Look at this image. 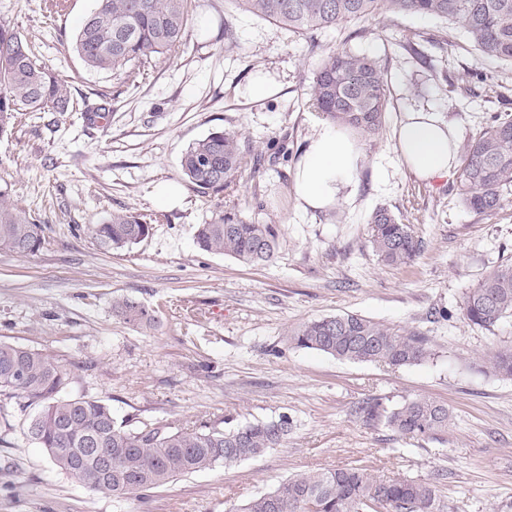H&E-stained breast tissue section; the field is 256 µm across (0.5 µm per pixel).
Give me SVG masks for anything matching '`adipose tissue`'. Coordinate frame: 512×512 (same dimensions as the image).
Listing matches in <instances>:
<instances>
[{"label": "adipose tissue", "instance_id": "adipose-tissue-1", "mask_svg": "<svg viewBox=\"0 0 512 512\" xmlns=\"http://www.w3.org/2000/svg\"><path fill=\"white\" fill-rule=\"evenodd\" d=\"M394 149L420 180L445 178L456 170V130L438 113H405ZM363 156L361 142L343 127L329 123L317 125L295 172L299 208L326 210L335 205L354 184Z\"/></svg>", "mask_w": 512, "mask_h": 512}]
</instances>
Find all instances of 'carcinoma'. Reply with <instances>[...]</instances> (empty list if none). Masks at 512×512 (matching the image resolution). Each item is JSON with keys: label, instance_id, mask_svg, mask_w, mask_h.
Wrapping results in <instances>:
<instances>
[{"label": "carcinoma", "instance_id": "obj_1", "mask_svg": "<svg viewBox=\"0 0 512 512\" xmlns=\"http://www.w3.org/2000/svg\"><path fill=\"white\" fill-rule=\"evenodd\" d=\"M95 7L76 30L73 49L85 67L124 75L139 84L153 63L185 45L191 0H94ZM245 14L288 27L295 33L334 29L379 12L420 14L458 23L482 57L512 64V0H232ZM310 101L332 121L365 139L380 135L388 112L387 83L373 58L347 49L324 54L308 87ZM69 82L39 64L28 41L0 23V135L19 112L48 109L64 113L71 106ZM183 176L197 192L219 195L232 188L245 169L259 172L250 142L234 131L215 129L192 144L180 161ZM458 194L462 204L492 215L502 192L512 186V118L496 119L460 154ZM372 245L388 265L409 264L421 250L410 225L386 208L369 218ZM151 225L121 212L92 227L98 244L123 250L147 238ZM276 224L246 222L232 211L197 226L198 248L232 256L248 264L272 261ZM45 243L44 225L9 202L0 189V252L37 253ZM463 311L474 325L491 331L512 317V263L499 265L470 289ZM112 314L152 327L156 311L134 297L112 303ZM303 349L340 360L399 368L429 356L424 337L397 333L365 316L345 313L312 319L291 334ZM492 372L512 379V348L489 359ZM66 373L58 359L41 350L0 341V395L21 396L40 411L25 435L44 449L54 468L89 491L123 500L160 488L179 476L216 465L234 466L282 445L291 430L286 415L276 420L221 428L203 422L190 432L169 424L117 423L103 400L63 395ZM355 413L367 425L382 423L400 435L438 440L448 432L451 415L427 399L387 407L378 399L359 404ZM229 512H444L437 486L429 481L378 478L360 467L308 471L287 479Z\"/></svg>", "mask_w": 512, "mask_h": 512}]
</instances>
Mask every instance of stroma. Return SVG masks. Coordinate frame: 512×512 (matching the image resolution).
Returning a JSON list of instances; mask_svg holds the SVG:
<instances>
[{
	"mask_svg": "<svg viewBox=\"0 0 512 512\" xmlns=\"http://www.w3.org/2000/svg\"><path fill=\"white\" fill-rule=\"evenodd\" d=\"M93 7L0 0V21L73 85L71 112L20 113L0 137V187L46 226L38 253H0V341L55 355L67 394L106 401L120 422L190 429L285 414L293 427L263 455L118 501L55 470L22 430L37 406L0 395V512H228L291 474L354 465L433 481L447 512H512V379L488 371L491 354L512 347V318L490 332L462 310L466 291L512 262V190L493 215L475 213L461 203L457 177L420 181L394 150L396 125L410 110L440 113L462 146L493 116L512 117V65L480 57L459 25L428 16L380 14L298 35L230 0H192L185 46L132 88L121 75L86 69L72 49ZM228 19L238 42L231 52ZM315 45L379 61L391 108L382 135L364 143L352 196L305 212L293 176L325 120L306 94ZM259 71L278 85L262 100L247 91ZM476 72L487 81H473ZM100 105L107 119L88 120L86 109ZM218 127L266 155L285 142L288 156L244 171L233 192L201 195L185 182L180 158ZM166 182L181 187L177 205L157 201ZM379 207L422 240L411 264L389 266L376 255L368 218ZM221 210L279 226L271 263L197 248L196 225ZM116 211L143 216L150 235L123 251L99 247L89 228ZM122 296L154 309L155 327L113 316ZM347 312L426 336L429 357L392 369L288 340L308 320ZM420 397L448 406L442 440L402 436L353 414L367 399L394 406Z\"/></svg>",
	"mask_w": 512,
	"mask_h": 512,
	"instance_id": "1",
	"label": "stroma"
}]
</instances>
